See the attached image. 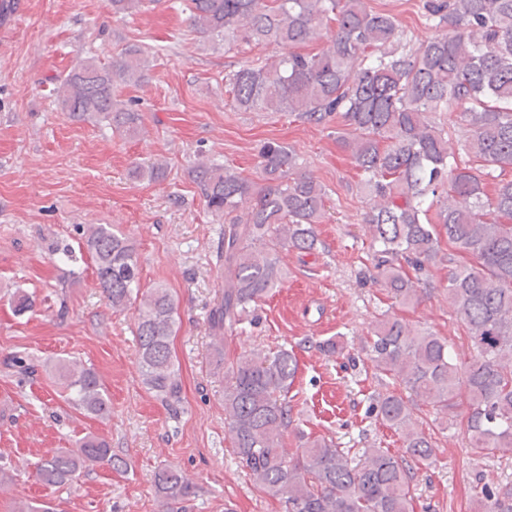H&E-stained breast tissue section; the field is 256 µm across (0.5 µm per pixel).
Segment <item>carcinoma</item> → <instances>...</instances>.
I'll list each match as a JSON object with an SVG mask.
<instances>
[{
	"mask_svg": "<svg viewBox=\"0 0 512 512\" xmlns=\"http://www.w3.org/2000/svg\"><path fill=\"white\" fill-rule=\"evenodd\" d=\"M156 0H112L115 14L138 12ZM190 22L205 40L227 48L264 44L271 55L225 76V91L244 112H288L313 124L336 119V142L363 173L372 203L366 213L375 250L372 278L409 306L420 281L409 271L443 263L442 242L472 256L476 266L448 273V303L466 326L476 354L456 361L445 339L404 318L383 315L369 351L378 370L404 393L379 396L382 423L401 433L405 453L432 458L429 437L413 419L418 398L444 418L466 395L465 433L471 451L487 455L512 448V180L488 190L486 178L512 170V0H425L433 38L412 42L396 18L369 9L365 0H187ZM318 44L316 52L303 48ZM143 51L126 48L102 63L86 59L63 79L57 103L68 119L105 123L132 138L139 112L117 95L147 79ZM458 112L469 127L467 152L480 175L448 152V131L433 121ZM260 177L249 180L230 166L200 161L194 178L207 208L224 218V293L211 328L236 333L284 274L279 253L310 254L325 214V189L301 170L287 146L266 141L258 152ZM81 248L90 256L103 297L114 311L135 309L138 369L146 388L166 403L181 400L182 382L172 349L177 308L169 289H141L135 244L112 224H92ZM17 315L32 312L27 293L12 301ZM224 363L225 428L234 455L255 486L284 512H410V467L382 448L360 459L332 440L295 432L296 453L284 448L291 420L288 393L297 361L287 350ZM52 372L67 399L104 417L110 400L91 367L60 360ZM124 459L93 436L41 460L37 476L63 486L83 470ZM165 512H179L195 486L172 467L155 474ZM483 512H512V484L480 477Z\"/></svg>",
	"mask_w": 512,
	"mask_h": 512,
	"instance_id": "1",
	"label": "carcinoma"
}]
</instances>
